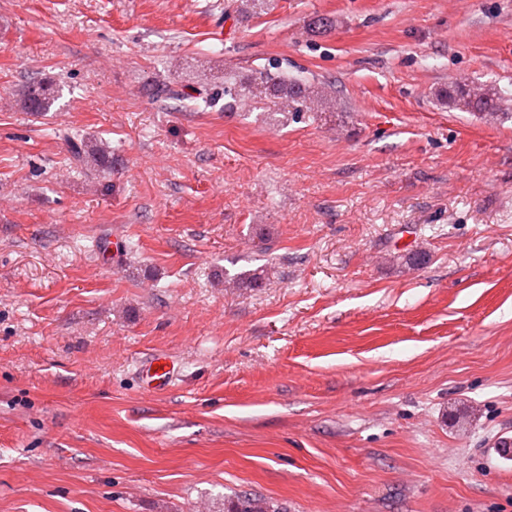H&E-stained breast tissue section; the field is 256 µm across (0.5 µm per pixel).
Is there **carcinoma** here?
<instances>
[{"label":"carcinoma","mask_w":512,"mask_h":512,"mask_svg":"<svg viewBox=\"0 0 512 512\" xmlns=\"http://www.w3.org/2000/svg\"><path fill=\"white\" fill-rule=\"evenodd\" d=\"M240 96L250 100L270 101L286 99L296 106L298 111H313L322 102V94L315 90L302 77L276 76L265 70H259L240 83ZM58 99L57 83L49 78L33 79L23 85L16 94V104L34 115H44L51 111ZM438 99L450 108L464 109L489 122L500 119L499 97L486 93L473 98L467 91V85L450 82L438 91ZM71 159L85 171L96 176L100 173H112V147L98 137L66 135ZM269 279V269L259 267L244 271L234 277H224V286L228 288H259ZM224 512H276L266 501L253 497H240L224 504Z\"/></svg>","instance_id":"carcinoma-1"}]
</instances>
